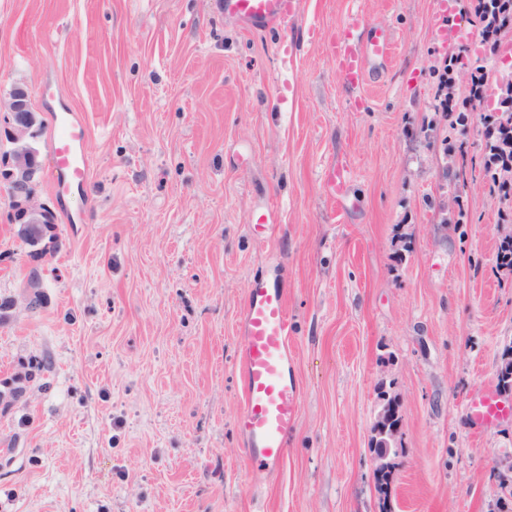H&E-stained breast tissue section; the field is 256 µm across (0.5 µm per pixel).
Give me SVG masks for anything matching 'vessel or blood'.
<instances>
[{
  "label": "vessel or blood",
  "instance_id": "obj_1",
  "mask_svg": "<svg viewBox=\"0 0 512 512\" xmlns=\"http://www.w3.org/2000/svg\"><path fill=\"white\" fill-rule=\"evenodd\" d=\"M226 17L252 27L282 22L291 12V0H221ZM390 47L384 34H374L360 47H345L344 72L351 84L364 79L363 55L379 57ZM88 128L71 112L52 116L50 151L51 187L56 199L67 201L84 190L90 179L86 151ZM289 320L283 291L265 281H253L242 320L245 344L240 368L245 407L238 428L248 457L278 469L288 453L287 439L297 418V387L288 374ZM475 425L482 426L512 416L507 404L492 391L474 400L469 409Z\"/></svg>",
  "mask_w": 512,
  "mask_h": 512
}]
</instances>
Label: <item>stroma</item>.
<instances>
[{
    "mask_svg": "<svg viewBox=\"0 0 512 512\" xmlns=\"http://www.w3.org/2000/svg\"><path fill=\"white\" fill-rule=\"evenodd\" d=\"M387 34L347 82L339 36ZM442 0H292L245 29L221 0H0V154L28 90L49 162L53 113L89 131L68 202L39 173L57 239L36 258L0 183V376L50 352L48 381L0 412V512H512V420L472 424L512 358V221L490 191L484 112L435 109L512 60ZM462 147L455 155L453 147ZM345 170L341 196L330 177ZM90 208L88 223L66 210ZM272 230L255 233V214ZM38 270L46 303L27 308ZM286 293L299 418L277 471L249 463L240 330L251 282ZM400 431L380 454L387 402ZM392 474L387 491L377 465ZM491 74L483 66H479L471 74L467 95L460 98L454 90L455 77L453 68V58L444 59L443 67L438 75V88L440 92L445 91L443 98L438 95V112H448V115L454 112H463L469 108H476L481 105L486 98L487 86L490 82Z\"/></svg>",
    "mask_w": 512,
    "mask_h": 512,
    "instance_id": "35a3bbf8",
    "label": "stroma"
}]
</instances>
